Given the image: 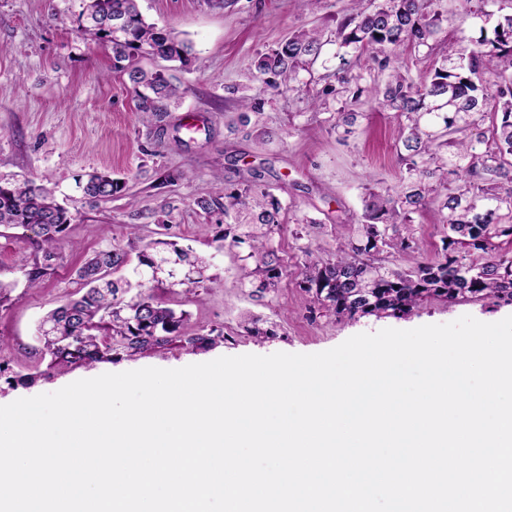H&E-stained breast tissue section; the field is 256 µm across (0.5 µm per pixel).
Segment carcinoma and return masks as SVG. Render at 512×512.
I'll return each mask as SVG.
<instances>
[{
    "mask_svg": "<svg viewBox=\"0 0 512 512\" xmlns=\"http://www.w3.org/2000/svg\"><path fill=\"white\" fill-rule=\"evenodd\" d=\"M481 0L494 10H463L461 22L483 20L481 36H462L460 48L441 58L420 81L396 66V49L428 47L442 33L432 0H382L369 10L363 0L339 24L336 73L350 66V52L368 54L373 69L388 72L385 84L365 90L355 85L352 99L368 92L391 112L399 128L397 155L403 166L394 191L367 190L362 222L343 238L327 260L310 259L309 247L298 286L318 308L338 320L365 316L401 318L425 302H474L488 297L512 304V256L501 252L499 239L512 240V12L502 2ZM492 28H486V24ZM85 39L112 49L114 69L127 75L147 117L165 111L161 101L177 98L179 86L160 72L140 66L145 56L183 65L193 46L171 29L148 23L137 0H83L76 19ZM324 43L318 32L302 30L267 53L255 65L258 77L275 90H295L300 69L316 61ZM362 112L336 113L334 129L342 140L354 133ZM491 119L488 129L479 128ZM126 182L91 173L85 195L108 200L123 192ZM436 205L442 226V248L432 259L409 268L395 255L414 253L420 243L413 232L414 215ZM282 205L258 183L224 188V225L218 240L246 247L241 285L259 293L275 290L283 265L272 246L280 229ZM70 224L54 191L32 181L0 180V227L22 226L37 237L41 256L26 271L28 287H36L59 258L58 244ZM210 258L164 239L135 237L87 256L77 270L85 292L47 313L37 331L50 366L66 369L110 361L117 352L128 356L180 339L199 348L224 338L183 333L185 312H176L156 296L183 288H209Z\"/></svg>",
    "mask_w": 512,
    "mask_h": 512,
    "instance_id": "1",
    "label": "carcinoma"
}]
</instances>
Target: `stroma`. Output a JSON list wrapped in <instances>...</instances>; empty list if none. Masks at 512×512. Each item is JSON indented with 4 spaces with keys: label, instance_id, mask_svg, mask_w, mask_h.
Wrapping results in <instances>:
<instances>
[{
    "label": "stroma",
    "instance_id": "35a3bbf8",
    "mask_svg": "<svg viewBox=\"0 0 512 512\" xmlns=\"http://www.w3.org/2000/svg\"><path fill=\"white\" fill-rule=\"evenodd\" d=\"M348 0H139L147 22L191 41L188 65L147 57L144 68L160 70L183 95L166 103L161 122L145 121L126 76L112 69L109 47L83 40L76 31L82 0H0V178L32 179L54 187L71 223L54 268L40 286L27 289L22 259L37 250L31 230L0 232V281L13 284L0 303V405L56 391L76 380L144 367L181 368L221 356L318 353L349 337L383 328L412 329L471 315L496 322L512 315V304L426 303L402 317L339 321L322 315L298 286L305 261L336 250L335 225L359 223L365 189L396 188L398 126L375 100L361 98L367 113L355 134L340 141L332 125L341 103L317 99L337 87V24ZM479 0H433L443 33L433 48H404L401 60L413 79L456 46L455 18ZM320 31L323 53L301 72L306 86L277 92L258 79L257 57L298 30ZM98 172L122 179L126 190L109 200L85 196L79 185ZM283 207V226L273 245L285 267L278 291L241 287L237 250L215 239L224 223V189L252 179ZM212 200L202 210L197 198ZM316 220L303 240L292 231L302 219ZM180 245L210 257L221 288L163 294L186 312L187 334L223 332L222 340L189 349L175 342L135 356L68 369L48 368L36 329L43 315L77 293V269L94 251L126 243L131 227L153 238L159 224ZM260 318L264 336L248 335L246 317ZM35 374L33 383L20 378Z\"/></svg>",
    "mask_w": 512,
    "mask_h": 512
}]
</instances>
